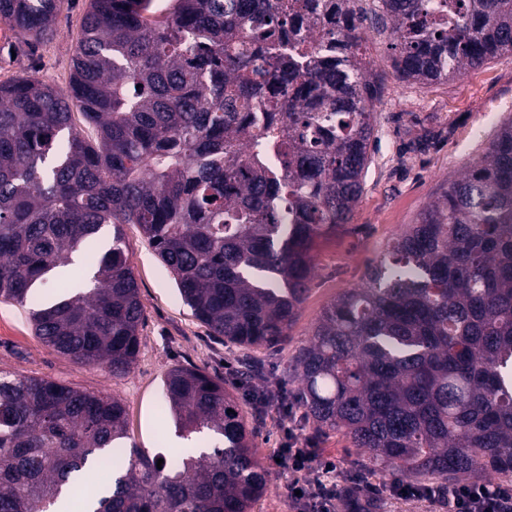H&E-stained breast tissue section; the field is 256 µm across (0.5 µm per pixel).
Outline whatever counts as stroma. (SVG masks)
<instances>
[{
    "label": "stroma",
    "mask_w": 512,
    "mask_h": 512,
    "mask_svg": "<svg viewBox=\"0 0 512 512\" xmlns=\"http://www.w3.org/2000/svg\"><path fill=\"white\" fill-rule=\"evenodd\" d=\"M87 5L88 0H64L57 35L49 42H24L19 32L6 30L0 22V82L37 76L67 88ZM392 41L390 33L364 31L359 52L382 87L374 104L371 162L350 223L313 246V272L283 356L309 338L328 303L347 289L365 286L368 267L392 239L416 223L448 181L479 160L499 126L512 119V59L488 62L445 83L422 85L398 78ZM125 241L145 309L140 352L131 372L116 379L106 368L80 365L52 351L35 337L27 308L1 301L0 370L114 394L127 408L137 445L168 456L175 430L170 419L158 413L164 374L176 365L194 366L230 387L242 352L210 336L192 317L137 226L126 225ZM247 420L258 431L257 456L269 464L288 441L278 409L269 406L262 416L251 414ZM295 431L312 436L324 455L335 458L343 477L354 476L356 455L348 439L336 432L315 434L302 418Z\"/></svg>",
    "instance_id": "35a3bbf8"
}]
</instances>
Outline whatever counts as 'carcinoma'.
<instances>
[{"label":"carcinoma","instance_id":"1","mask_svg":"<svg viewBox=\"0 0 512 512\" xmlns=\"http://www.w3.org/2000/svg\"><path fill=\"white\" fill-rule=\"evenodd\" d=\"M361 2L171 0L157 15L153 0H89L68 89L0 83V301L30 305L51 350L126 376L144 320L135 224L210 335L287 343L313 245L349 223L371 161L380 85L363 26L391 29L406 81L512 57V0ZM62 3L0 0V20L49 41ZM52 278L58 295L41 297ZM257 377L248 361L236 383L255 412L270 393ZM271 378L296 384L315 432L346 436L360 470L512 483V120ZM162 388L184 439L169 458L128 443L113 395L0 373V512H61L105 466L83 512H253L269 473L224 379L177 365Z\"/></svg>","mask_w":512,"mask_h":512}]
</instances>
